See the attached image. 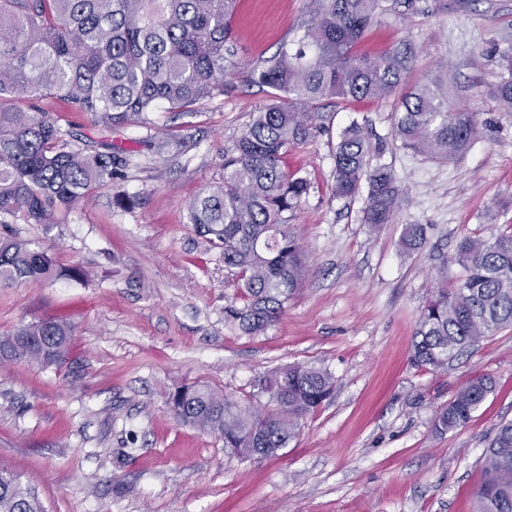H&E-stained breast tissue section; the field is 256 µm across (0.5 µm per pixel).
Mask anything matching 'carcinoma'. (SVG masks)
<instances>
[{"label":"carcinoma","instance_id":"obj_1","mask_svg":"<svg viewBox=\"0 0 512 512\" xmlns=\"http://www.w3.org/2000/svg\"><path fill=\"white\" fill-rule=\"evenodd\" d=\"M239 0H0V224H57L93 188L128 165L123 150L104 140L76 144L44 112L15 104L57 97L88 112L105 129L151 123L162 106L178 112L224 93L234 74L230 19ZM298 40L249 71L271 89V102L224 151V175L198 195L188 223L224 251L235 270L243 305L224 307V321L243 333L267 330L307 276L297 238L282 215L299 206L310 182L288 173V149L321 129L328 100L383 99L403 82L404 54L358 55L365 32L387 11V0H316ZM507 72L495 97L512 106V47L497 51ZM448 71L402 94L394 135L412 154L447 162L478 135L475 113L448 105ZM376 153L365 128L351 122L334 154L335 193L368 187L364 223L376 232L391 223L396 177L371 165ZM428 226L406 224L401 248L427 240ZM456 261L464 269L453 291L438 290L421 310L412 344L416 366L443 368L482 337L512 326V232L493 240L463 238ZM80 266L62 267L48 251L13 235L0 237V283L68 279L83 282ZM64 322L40 319L0 336V361L60 367L72 352ZM265 405H242L211 388L181 386L168 407L179 423L219 435L241 459L269 457L295 438L301 422L330 397V372L293 364L264 376ZM494 390L489 377L464 384L440 409L435 428L466 425ZM475 512H512V422L501 424L484 453ZM0 512H45L35 490L0 467Z\"/></svg>","mask_w":512,"mask_h":512}]
</instances>
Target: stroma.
I'll return each mask as SVG.
<instances>
[{"label": "stroma", "mask_w": 512, "mask_h": 512, "mask_svg": "<svg viewBox=\"0 0 512 512\" xmlns=\"http://www.w3.org/2000/svg\"><path fill=\"white\" fill-rule=\"evenodd\" d=\"M388 4L360 52L404 49L409 84L449 71L448 99L475 112L479 134L438 163L395 139L399 95L325 104L321 130L285 159L311 184L285 215L308 277L258 336L225 323L235 278L186 215L268 101L248 67L309 22L313 0H240L231 27L241 67L223 95L158 109L152 129L108 132L61 100H40L61 127L112 140L129 159L60 224L8 227L89 273L82 284L0 283V334L49 316L74 330L62 368L0 362V465L34 486L47 512H471L484 451L512 421V327L439 369L414 366L411 344L425 303L464 274L459 241L512 229V109L490 94L502 76L496 51L512 44V0ZM354 120L379 147L376 163L397 176L396 219L376 233L363 221L366 193L334 191L336 140ZM118 194L136 205L114 208ZM407 224L430 227L408 255L398 247ZM294 363L326 369L336 387L275 456L238 458L167 408L184 384L265 404L260 378ZM484 375L494 392L465 426L437 433L439 409Z\"/></svg>", "instance_id": "35a3bbf8"}]
</instances>
